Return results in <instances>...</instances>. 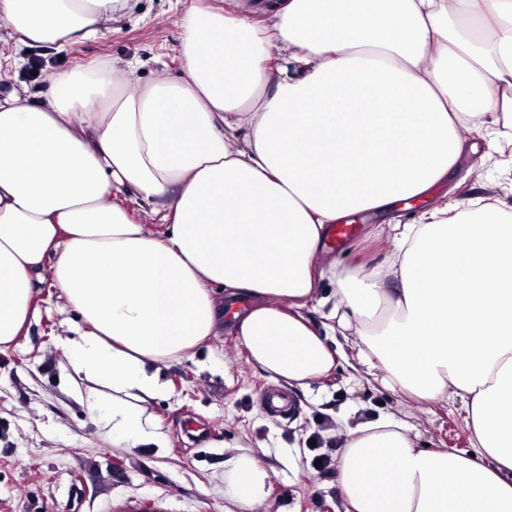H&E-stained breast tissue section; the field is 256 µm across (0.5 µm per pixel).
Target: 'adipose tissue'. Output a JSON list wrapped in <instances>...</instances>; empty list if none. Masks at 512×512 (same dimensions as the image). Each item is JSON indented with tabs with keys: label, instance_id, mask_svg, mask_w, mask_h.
Wrapping results in <instances>:
<instances>
[{
	"label": "adipose tissue",
	"instance_id": "ef3b65f1",
	"mask_svg": "<svg viewBox=\"0 0 512 512\" xmlns=\"http://www.w3.org/2000/svg\"><path fill=\"white\" fill-rule=\"evenodd\" d=\"M176 2L181 80L129 92L110 61L54 74L39 99L0 96V347L54 288L78 397L128 448L163 447L147 410L171 392L162 367L223 326L293 388L345 361L404 397L460 402L471 449L423 447L392 417L345 428L344 512H512V211L434 207L387 263L320 262L333 224L448 179L460 126H512V0ZM128 9L0 0V28L62 46ZM326 277L337 322L320 329L306 310ZM228 464V492L256 512L266 468Z\"/></svg>",
	"mask_w": 512,
	"mask_h": 512
}]
</instances>
